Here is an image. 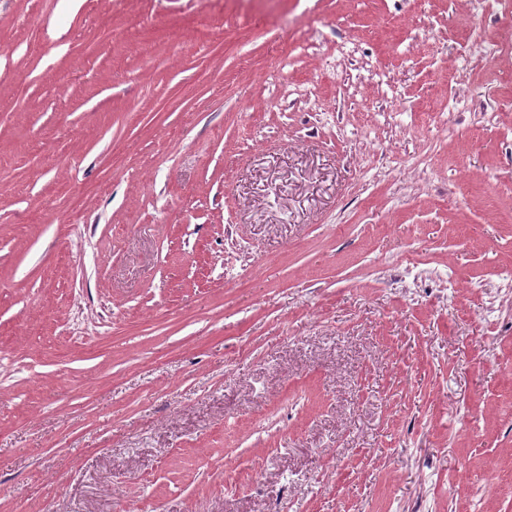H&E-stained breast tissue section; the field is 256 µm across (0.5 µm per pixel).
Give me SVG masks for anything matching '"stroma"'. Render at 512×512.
Segmentation results:
<instances>
[{
	"instance_id": "stroma-1",
	"label": "stroma",
	"mask_w": 512,
	"mask_h": 512,
	"mask_svg": "<svg viewBox=\"0 0 512 512\" xmlns=\"http://www.w3.org/2000/svg\"><path fill=\"white\" fill-rule=\"evenodd\" d=\"M0 512H512V0H0Z\"/></svg>"
}]
</instances>
